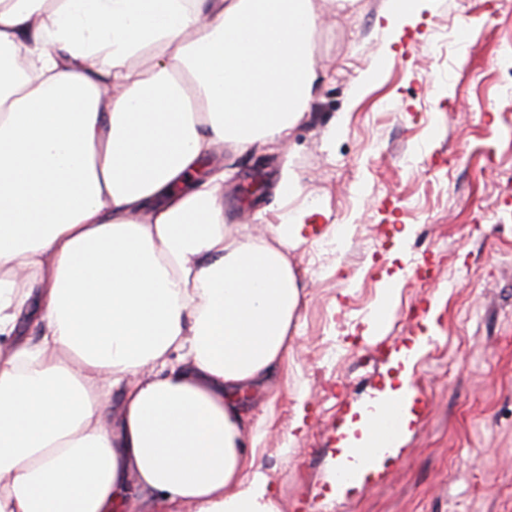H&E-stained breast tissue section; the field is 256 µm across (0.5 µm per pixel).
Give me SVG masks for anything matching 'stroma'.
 Wrapping results in <instances>:
<instances>
[{
  "label": "stroma",
  "instance_id": "stroma-1",
  "mask_svg": "<svg viewBox=\"0 0 512 512\" xmlns=\"http://www.w3.org/2000/svg\"><path fill=\"white\" fill-rule=\"evenodd\" d=\"M314 4L320 79L305 119L283 145L214 160L234 238L275 223L282 171L300 180L292 207L317 210L284 249L300 288L288 366L242 400L264 432L256 463L279 512H324L346 414L383 390L392 350L426 334L439 297L401 454L331 512H512V184L500 177L512 168V11L420 0L385 33L391 0L347 15ZM387 288L392 312L364 341Z\"/></svg>",
  "mask_w": 512,
  "mask_h": 512
}]
</instances>
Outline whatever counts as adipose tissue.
<instances>
[{"instance_id":"1","label":"adipose tissue","mask_w":512,"mask_h":512,"mask_svg":"<svg viewBox=\"0 0 512 512\" xmlns=\"http://www.w3.org/2000/svg\"><path fill=\"white\" fill-rule=\"evenodd\" d=\"M316 25L312 0H0V512H278L240 396L287 362L299 288L197 167L287 140ZM426 342L347 420L330 498L401 446Z\"/></svg>"}]
</instances>
